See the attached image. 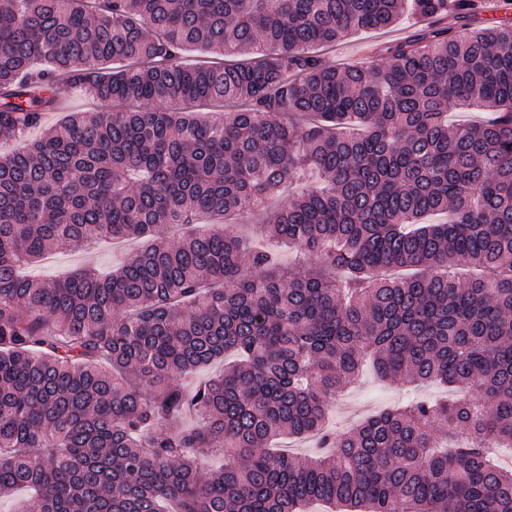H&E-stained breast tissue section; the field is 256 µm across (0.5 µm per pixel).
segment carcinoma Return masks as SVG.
Segmentation results:
<instances>
[{
  "label": "carcinoma",
  "instance_id": "obj_1",
  "mask_svg": "<svg viewBox=\"0 0 512 512\" xmlns=\"http://www.w3.org/2000/svg\"><path fill=\"white\" fill-rule=\"evenodd\" d=\"M430 27L377 66L319 49L404 0H0V497L39 512H512V23L413 0ZM212 63L189 65L187 54ZM238 102L210 115L196 106ZM494 113L448 123L453 107ZM278 252L202 215L259 209ZM145 240L108 275L22 273L97 238ZM469 264L486 275L462 280ZM224 371L183 379L224 360ZM371 363L462 395L325 427ZM315 437L328 452H274ZM224 454L201 475L199 459ZM101 108L100 106H94L93 103L78 90H71L64 100V111L46 113L43 116L41 126L32 129L29 137L32 138L40 134L45 127L55 124L61 117L69 112H95Z\"/></svg>",
  "mask_w": 512,
  "mask_h": 512
}]
</instances>
